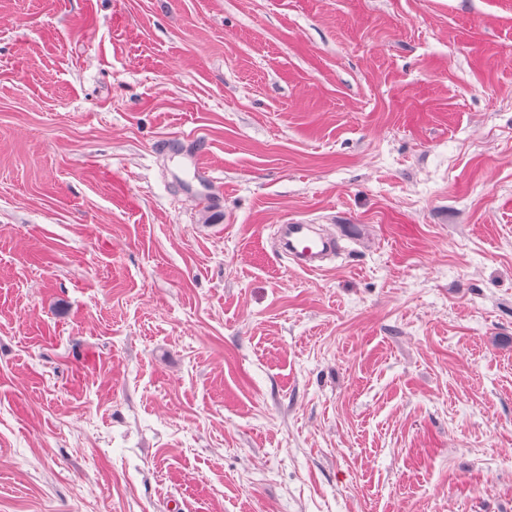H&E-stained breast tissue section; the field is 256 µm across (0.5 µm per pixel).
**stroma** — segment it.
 <instances>
[{"label": "stroma", "instance_id": "stroma-1", "mask_svg": "<svg viewBox=\"0 0 512 512\" xmlns=\"http://www.w3.org/2000/svg\"><path fill=\"white\" fill-rule=\"evenodd\" d=\"M0 512H512V0H0ZM272 228L279 251L303 271H322V264L336 255V238L318 231L315 224L292 220Z\"/></svg>", "mask_w": 512, "mask_h": 512}]
</instances>
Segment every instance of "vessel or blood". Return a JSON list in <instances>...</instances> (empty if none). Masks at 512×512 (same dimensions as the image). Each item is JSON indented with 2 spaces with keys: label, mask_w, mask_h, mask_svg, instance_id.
I'll return each mask as SVG.
<instances>
[{
  "label": "vessel or blood",
  "mask_w": 512,
  "mask_h": 512,
  "mask_svg": "<svg viewBox=\"0 0 512 512\" xmlns=\"http://www.w3.org/2000/svg\"><path fill=\"white\" fill-rule=\"evenodd\" d=\"M273 236L280 252L306 272L320 271L323 263L335 257L338 249L335 237L304 221L292 220L275 225Z\"/></svg>",
  "instance_id": "1"
}]
</instances>
